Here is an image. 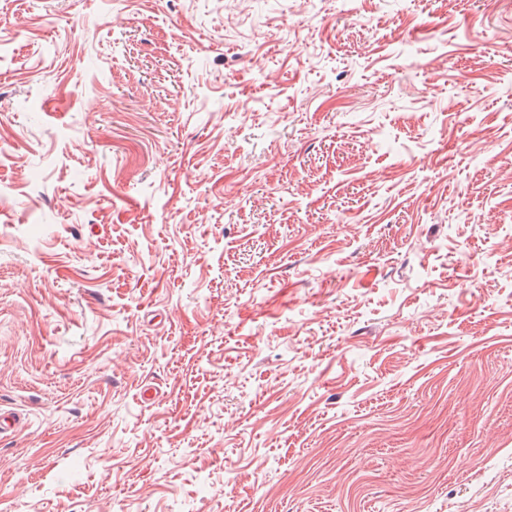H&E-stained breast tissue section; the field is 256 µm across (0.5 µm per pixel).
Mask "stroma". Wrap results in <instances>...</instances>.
<instances>
[{
  "label": "stroma",
  "instance_id": "obj_1",
  "mask_svg": "<svg viewBox=\"0 0 512 512\" xmlns=\"http://www.w3.org/2000/svg\"><path fill=\"white\" fill-rule=\"evenodd\" d=\"M0 512H512V0H0Z\"/></svg>",
  "mask_w": 512,
  "mask_h": 512
}]
</instances>
